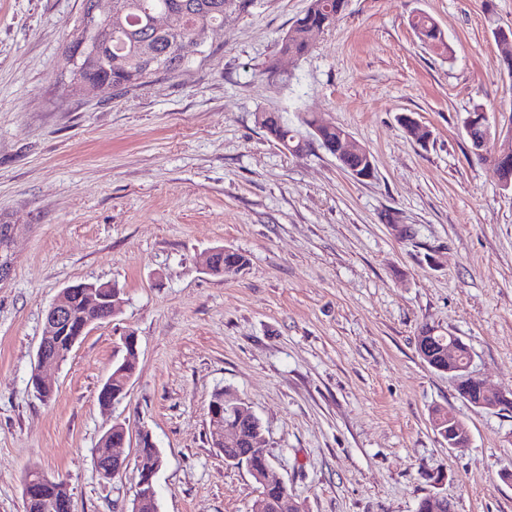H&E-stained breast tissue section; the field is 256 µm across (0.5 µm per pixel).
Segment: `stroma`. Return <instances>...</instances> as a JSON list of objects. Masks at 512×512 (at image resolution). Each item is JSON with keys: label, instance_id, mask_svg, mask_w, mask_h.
Segmentation results:
<instances>
[{"label": "stroma", "instance_id": "35a3bbf8", "mask_svg": "<svg viewBox=\"0 0 512 512\" xmlns=\"http://www.w3.org/2000/svg\"><path fill=\"white\" fill-rule=\"evenodd\" d=\"M308 4L252 0L187 43L180 69L109 98L69 75L83 0H0V512H24L34 465L67 481L74 512H129L134 448L122 477L96 469L118 423L162 452L159 512H251L257 484L209 439L225 387L261 420L272 473L306 512H415L435 491L455 512H512V417L469 405L415 346L426 324L458 337L486 387L512 394V188L464 129L479 107L512 129L492 35L512 27V0H347L297 60L280 44ZM420 12L450 55L418 41ZM262 112L344 127L374 179L319 144L276 145ZM216 248L249 263L209 274ZM77 282L116 285L120 311L46 368L44 402L31 378L46 312ZM128 331V393L100 406ZM435 407L467 425V450L434 431Z\"/></svg>", "mask_w": 512, "mask_h": 512}]
</instances>
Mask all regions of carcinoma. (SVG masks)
Listing matches in <instances>:
<instances>
[{
	"label": "carcinoma",
	"instance_id": "obj_1",
	"mask_svg": "<svg viewBox=\"0 0 512 512\" xmlns=\"http://www.w3.org/2000/svg\"><path fill=\"white\" fill-rule=\"evenodd\" d=\"M248 4L249 0H112V18L90 36L95 56L83 59L85 74L97 77L108 94L129 87H142L158 72H171L180 66L178 51L184 41L201 35L210 27L224 25L227 9L243 10ZM346 6L347 0H309L305 12L295 20L282 39L281 53L298 59L308 55L314 46L313 32L327 29L331 24L330 17ZM158 11L178 16L180 24L167 30H157L153 17ZM410 25L425 48L438 55L451 53L450 46L432 17L419 13L411 19ZM492 34L499 50L512 56V28L498 27L492 30ZM257 119L267 136L276 143L285 148L296 146L299 151H305L307 143L299 131L290 127L280 116L262 113ZM302 123L314 130L317 141L325 150H330V146L336 143L340 127H321L315 116L304 117ZM478 158L489 163L499 179L512 180V164H504L502 153L490 150L478 155ZM247 263L246 256L239 252L217 253L213 260V275L236 274ZM70 299L74 324H83L94 317L100 322L106 320V308L87 307L80 289H72ZM419 336L425 340H445L442 349L437 351L430 363L439 369L448 368L449 336L428 326L421 329ZM79 340L78 336H57L53 349L65 360ZM228 393L230 390L223 388L215 391L209 405L223 406L222 423L233 425L236 423L234 409L224 403V395ZM431 421L435 431L446 440L454 434V428L461 419L455 414L448 415L445 408L436 407L431 411ZM246 436L243 447L224 449V460L233 465H243L252 472L270 461L261 422H255ZM286 495L288 490L281 486L262 485L252 510L258 512L264 507L270 508ZM25 512H72V497L67 482L52 478L41 483L38 494L25 501ZM416 512H454V505L433 492L419 500Z\"/></svg>",
	"mask_w": 512,
	"mask_h": 512
}]
</instances>
